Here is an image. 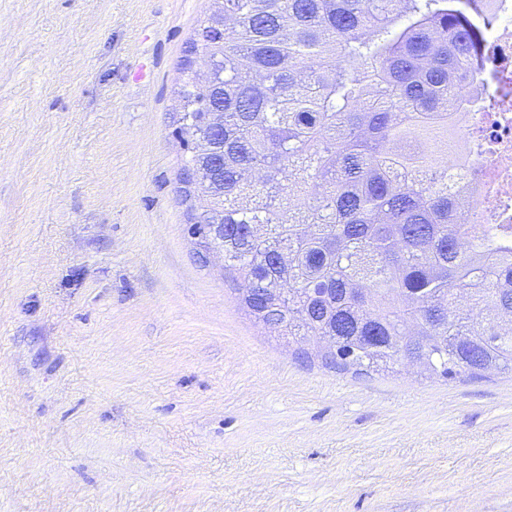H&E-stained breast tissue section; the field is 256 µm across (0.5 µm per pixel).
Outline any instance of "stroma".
Wrapping results in <instances>:
<instances>
[{"instance_id":"35a3bbf8","label":"stroma","mask_w":512,"mask_h":512,"mask_svg":"<svg viewBox=\"0 0 512 512\" xmlns=\"http://www.w3.org/2000/svg\"><path fill=\"white\" fill-rule=\"evenodd\" d=\"M217 0H0V512H512V374L358 375L188 232Z\"/></svg>"}]
</instances>
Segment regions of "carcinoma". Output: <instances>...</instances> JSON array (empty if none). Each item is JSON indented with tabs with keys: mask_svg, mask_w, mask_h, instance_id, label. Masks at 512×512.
Instances as JSON below:
<instances>
[{
	"mask_svg": "<svg viewBox=\"0 0 512 512\" xmlns=\"http://www.w3.org/2000/svg\"><path fill=\"white\" fill-rule=\"evenodd\" d=\"M492 24L485 0H222L203 21L184 194L255 319L336 337L343 370L512 371V224L460 222L476 188L448 183Z\"/></svg>",
	"mask_w": 512,
	"mask_h": 512,
	"instance_id": "obj_1",
	"label": "carcinoma"
}]
</instances>
